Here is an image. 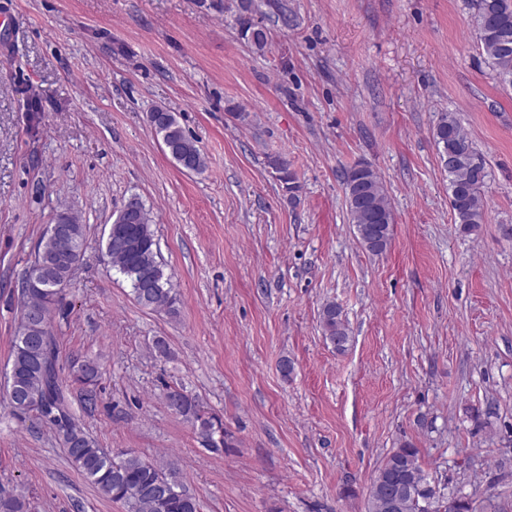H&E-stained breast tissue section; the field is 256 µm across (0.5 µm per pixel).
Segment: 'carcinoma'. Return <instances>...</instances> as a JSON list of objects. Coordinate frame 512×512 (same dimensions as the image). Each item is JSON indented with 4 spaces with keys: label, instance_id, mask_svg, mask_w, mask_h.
<instances>
[{
    "label": "carcinoma",
    "instance_id": "1",
    "mask_svg": "<svg viewBox=\"0 0 512 512\" xmlns=\"http://www.w3.org/2000/svg\"><path fill=\"white\" fill-rule=\"evenodd\" d=\"M490 4L488 12L475 13L478 48L485 55L499 81L512 87V46L504 48L501 37H512V0H480ZM244 32L258 52L268 44L267 31L249 22ZM149 115L163 121L154 126L166 152L183 170L200 172L204 156L181 127L177 115L156 107ZM433 138L448 172V191L454 223L467 233L485 223L486 210L482 188L488 178L484 156L463 131L452 112L440 116ZM344 193L350 223L355 225L359 243L364 235L380 227L366 250L379 255L391 245L395 215L378 174L366 164L358 163L345 171ZM125 207L134 210L133 224H110L106 236V254L112 268L130 284L135 301L148 309L170 316L178 313V293L166 273L159 243L144 204L136 197ZM64 218L67 245L42 232L37 252L43 267L26 271L21 281L18 323L11 339L7 388L12 407L21 413L33 412L48 425L72 466L98 492L121 503L126 512H201L198 500L183 489L177 480L173 462L161 464L126 450L108 454L78 423L71 410L61 373L64 370L53 332L54 314L61 310L62 292L84 255L85 226L71 212ZM323 335L339 353L352 341L341 308L334 302L322 305L319 312ZM70 379L85 388V402L96 404L98 366L91 360L69 365ZM169 406L189 421L212 450L231 447L224 422L208 412L197 397L183 388H173L166 395ZM403 501L400 512H428L445 499L443 493L419 462V451L405 443L392 451L376 470L365 502V512H385L383 497L389 487ZM0 512H34L29 500L0 487Z\"/></svg>",
    "mask_w": 512,
    "mask_h": 512
}]
</instances>
